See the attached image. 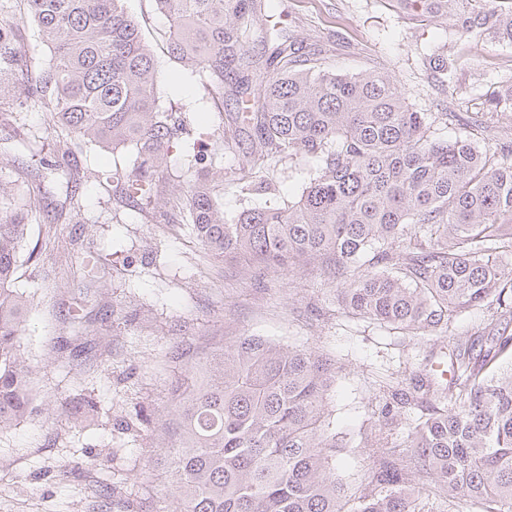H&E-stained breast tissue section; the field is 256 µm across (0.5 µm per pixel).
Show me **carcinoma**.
<instances>
[{"label": "carcinoma", "mask_w": 512, "mask_h": 512, "mask_svg": "<svg viewBox=\"0 0 512 512\" xmlns=\"http://www.w3.org/2000/svg\"><path fill=\"white\" fill-rule=\"evenodd\" d=\"M420 24H450L461 39L485 33L512 42V0H394ZM169 20L170 56L219 97L245 101L253 130L238 181L265 190L255 168L272 158L304 157L315 175L284 207L248 208L230 218L214 179L234 157L239 129L201 132L159 107L152 50L122 0H0V127L21 112L44 116L52 139L42 160L58 175L74 217L85 222L86 182L77 154L101 147L124 164L96 174L117 204L162 210L170 204V149L187 177L181 203L203 258L243 257L288 270L321 262L337 303L351 316L409 336L446 333L461 313L490 298L512 319V145L481 148L436 136L450 112H421L384 72L341 75L318 58H300L296 41L265 33L254 61L245 49L254 0H154ZM34 23L49 57L35 86L13 85L28 70L18 23ZM265 70L257 86L253 65ZM428 70L447 82L448 56ZM0 175V429L25 419L36 391L23 359L28 305L15 288L29 228L40 223L42 192L16 189ZM512 336L490 344L457 340L444 385L431 373L418 388L452 402L409 427L408 459L386 451L367 476L356 512H420L430 496L512 512ZM172 362L189 368L170 388L152 492L168 512H345L331 471L336 435L325 433L335 368L316 353L262 336H237L216 349L188 346ZM414 401L394 387L387 422ZM68 420L98 411L79 397L62 404Z\"/></svg>", "instance_id": "obj_1"}]
</instances>
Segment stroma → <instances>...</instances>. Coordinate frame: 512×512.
Here are the masks:
<instances>
[{
    "label": "stroma",
    "instance_id": "stroma-1",
    "mask_svg": "<svg viewBox=\"0 0 512 512\" xmlns=\"http://www.w3.org/2000/svg\"><path fill=\"white\" fill-rule=\"evenodd\" d=\"M155 56L159 104L217 127L232 106L209 95L197 77L182 70L166 50V16L153 0H124ZM263 28H276L322 52L325 66L340 74L378 69L390 74L407 102L451 118L438 135L469 134L479 146L512 140V106L490 100L512 85V44L484 38L461 40L452 28L421 26L386 0H279ZM445 47L451 90L435 86L426 60ZM43 115L21 113L16 128L0 130V170L24 168L37 187L42 168L15 130L43 132ZM314 164L285 159L259 170L266 193H241L233 164H225L218 191L225 216L249 207L287 205L305 188ZM91 223L68 219L62 199L44 195L50 224L31 228L38 248L17 271L16 286L32 299L22 337L23 352L36 366L37 399L32 414L0 430V512H118L117 504L138 500L144 465L155 456V427L166 413L167 389L178 369L168 353L185 343L258 335L329 358L336 367L329 409L346 446L336 455L335 475L356 495L382 452L405 454L410 424L424 414L415 406L400 423L381 429L389 387L412 377L427 361L450 352L456 336L484 334L497 307L487 303L462 313L447 335L408 336L368 319L354 318L336 303L335 280L309 266L256 270L232 258L201 276L200 252L186 225L163 224L141 211L113 213L112 201L95 181L83 189ZM97 265L89 279V265ZM83 305L92 315L84 332L68 319ZM99 401L98 414L76 427L45 421L69 397ZM148 416L139 433L120 432L118 423ZM95 467H85L86 458ZM107 484L110 496L97 493Z\"/></svg>",
    "mask_w": 512,
    "mask_h": 512
}]
</instances>
